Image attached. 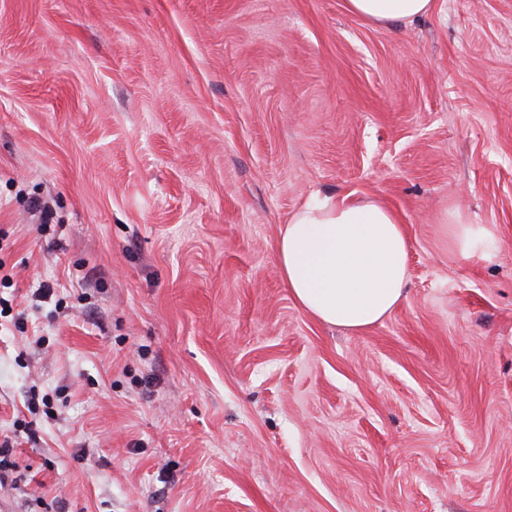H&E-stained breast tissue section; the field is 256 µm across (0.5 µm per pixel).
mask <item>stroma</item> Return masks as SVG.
<instances>
[{"label": "stroma", "mask_w": 512, "mask_h": 512, "mask_svg": "<svg viewBox=\"0 0 512 512\" xmlns=\"http://www.w3.org/2000/svg\"><path fill=\"white\" fill-rule=\"evenodd\" d=\"M316 195L404 226L368 330L277 273ZM0 459V512H512V0H0ZM435 0H346L347 11L368 22L389 23L424 16ZM453 238L463 257L486 253L496 246V240L490 231L471 224H453Z\"/></svg>", "instance_id": "stroma-1"}]
</instances>
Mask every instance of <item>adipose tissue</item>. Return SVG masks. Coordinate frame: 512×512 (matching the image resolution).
I'll use <instances>...</instances> for the list:
<instances>
[{
    "label": "adipose tissue",
    "instance_id": "obj_1",
    "mask_svg": "<svg viewBox=\"0 0 512 512\" xmlns=\"http://www.w3.org/2000/svg\"><path fill=\"white\" fill-rule=\"evenodd\" d=\"M435 0H346L349 13L374 23L430 13ZM278 273L294 300L324 324L363 331L407 297L406 235L389 208L374 201L315 199L281 226Z\"/></svg>",
    "mask_w": 512,
    "mask_h": 512
}]
</instances>
